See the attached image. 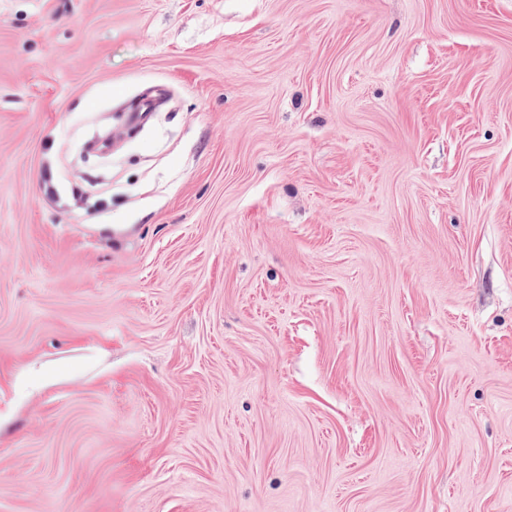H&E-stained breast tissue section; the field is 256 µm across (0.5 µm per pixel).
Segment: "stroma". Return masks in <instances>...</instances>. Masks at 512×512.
<instances>
[{
  "label": "stroma",
  "instance_id": "35a3bbf8",
  "mask_svg": "<svg viewBox=\"0 0 512 512\" xmlns=\"http://www.w3.org/2000/svg\"><path fill=\"white\" fill-rule=\"evenodd\" d=\"M0 512H512V0H0Z\"/></svg>",
  "mask_w": 512,
  "mask_h": 512
}]
</instances>
